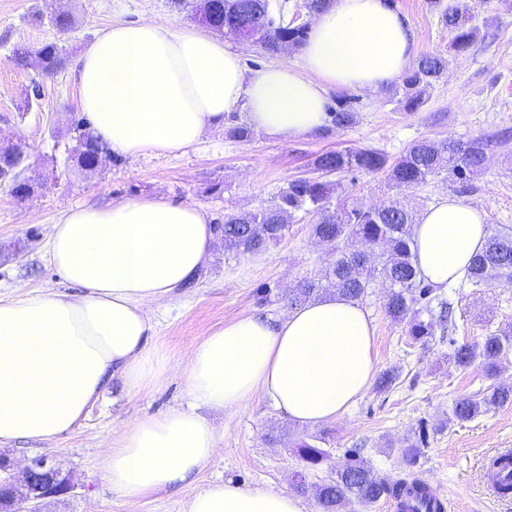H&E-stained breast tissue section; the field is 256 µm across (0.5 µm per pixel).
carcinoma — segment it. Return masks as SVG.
Listing matches in <instances>:
<instances>
[{"label":"carcinoma","instance_id":"obj_1","mask_svg":"<svg viewBox=\"0 0 512 512\" xmlns=\"http://www.w3.org/2000/svg\"><path fill=\"white\" fill-rule=\"evenodd\" d=\"M210 16L209 27L219 33L237 36L243 26L257 33V44L267 53H279L282 44L301 47L308 31L288 28L274 22L268 0H204ZM443 23L454 32L453 48L464 52L477 36V28L469 25L467 5L453 6L442 13ZM47 71L58 69L65 60L62 48L55 42L43 43L35 49ZM448 68L441 54L426 53L402 77L400 103L407 112L422 107L430 97L434 83ZM355 112L342 101L332 112V125L346 128L354 123ZM83 150L77 165L93 159L109 148L95 137L87 122L78 119L72 128ZM488 143L472 138L465 143L451 139L423 138L412 142L394 161L376 148L329 151L318 155L314 177L295 178L282 188L273 203L254 212L224 215L222 237L224 250L234 255H254L279 240L288 221L297 212L314 217L312 235L325 245L334 259L319 277L307 280L298 288V299L304 301L327 290L355 301L363 300L372 288H389L384 308L397 323L407 326V335L415 343L434 338L448 341L455 366L465 371L477 363L487 377L496 376L501 359L512 350V333L504 331L486 337L477 344L458 343L454 338L456 324L451 302L442 297L443 289L421 278L417 272L416 254L411 249L415 213L399 201L363 206L333 202L338 182L332 175L387 173L391 187L399 192L412 191L428 180L442 175L462 185L470 183L486 164ZM486 285L512 286V228L490 227L485 243L470 261L459 288ZM512 404V384H493L483 391L455 400L448 421H471L492 407ZM298 456L309 467L320 465L328 451L305 440L298 444ZM498 472L507 475L499 483L498 493L512 494V457L494 460ZM413 499L412 512H421L427 493L409 474L395 480L381 477L360 458H353L334 480L317 486V500L322 512H344L353 500L368 506L382 497Z\"/></svg>","mask_w":512,"mask_h":512}]
</instances>
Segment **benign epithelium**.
I'll return each mask as SVG.
<instances>
[{"label":"benign epithelium","instance_id":"7a95c632","mask_svg":"<svg viewBox=\"0 0 512 512\" xmlns=\"http://www.w3.org/2000/svg\"><path fill=\"white\" fill-rule=\"evenodd\" d=\"M10 186L23 199L35 193L38 183L22 178ZM79 487L74 472H64L44 458H34L19 470L13 460L0 456V512H43L46 500L70 495Z\"/></svg>","mask_w":512,"mask_h":512}]
</instances>
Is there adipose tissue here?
<instances>
[{
    "instance_id": "ef3b65f1",
    "label": "adipose tissue",
    "mask_w": 512,
    "mask_h": 512,
    "mask_svg": "<svg viewBox=\"0 0 512 512\" xmlns=\"http://www.w3.org/2000/svg\"><path fill=\"white\" fill-rule=\"evenodd\" d=\"M413 44L388 0H334L316 16L297 64L248 70L239 48L208 30L150 20L99 33L72 78L93 133L112 152L172 155L238 109L268 139L313 134L330 120L329 90H380L409 67ZM485 237L482 210L441 198L412 229L422 277L447 287ZM215 245L205 209L156 195L66 208L48 248L73 293L0 297V444L73 432L113 382L138 393L165 381L176 367L154 339L151 308L195 276ZM374 334L359 303L336 294L279 320L249 314L225 323L188 352V407L126 424L118 447L103 454L104 479L137 502L198 473L219 439L205 407L267 398L300 424L335 420L370 385ZM186 512L302 507L285 492L214 482Z\"/></svg>"
}]
</instances>
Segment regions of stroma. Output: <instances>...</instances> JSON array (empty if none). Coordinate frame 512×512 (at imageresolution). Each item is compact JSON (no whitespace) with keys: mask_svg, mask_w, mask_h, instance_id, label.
Segmentation results:
<instances>
[{"mask_svg":"<svg viewBox=\"0 0 512 512\" xmlns=\"http://www.w3.org/2000/svg\"><path fill=\"white\" fill-rule=\"evenodd\" d=\"M468 2L480 34L469 50L458 53L451 47L452 32L430 0H395L414 31L415 54L435 52L448 60L445 75L417 111H405L388 86L375 93L334 90L330 100L352 102L355 121L348 128L330 126L283 142L257 133L238 141L218 128L186 153H112L90 174L68 154L71 118L81 113L72 80L81 51L112 23L157 20L193 27L194 11L174 0H0V136L25 143L26 174L38 182L36 192L22 200L11 194L7 183H0V296H16L22 286L68 291L46 247L51 224L67 207L152 194L203 206L220 224L226 213L268 205L289 180L308 175L317 154L331 149L375 147L394 159L423 137L484 138L490 144L488 162L471 190L435 178L409 193L406 202L419 212L448 195L482 209L487 223L512 226V0ZM54 12L68 14L67 30L35 20L36 14ZM45 42L66 50L67 61L54 74H43L35 63L15 64L14 49L30 50ZM35 90L40 99L32 98ZM336 194L367 206L397 197L381 173L363 174L353 182L341 178ZM311 223V218L295 214L285 235L258 255L236 256L216 247L196 280L154 307L159 345L178 361L189 345L224 322L254 313L277 318L291 312L290 292L330 260L313 238ZM385 294V288H376L362 305L375 326V371H396L394 388H368L343 416L319 425L289 421L263 398L233 412L207 411L224 436L200 472L176 488L128 502L112 492L101 472L105 448L118 445L127 422L187 406L182 380L175 375L136 394L110 388L84 424L66 437L13 442L0 451L21 465L43 457L79 476L76 493L48 503L49 512H184L189 499L213 481L285 491L299 496L303 512H320L316 485L335 478L356 453L379 475L415 473L443 497L445 512H512V497L486 488L490 460L512 448V405L463 424L449 422L455 400L487 388L492 380L477 366L458 370L445 343L412 342L405 325L386 315ZM451 299L458 342H480L512 326V287L467 288ZM314 436L329 456L312 469L300 459L295 444ZM417 439L423 442V453L410 467L403 450Z\"/></svg>","mask_w":512,"mask_h":512,"instance_id":"35a3bbf8","label":"stroma"}]
</instances>
